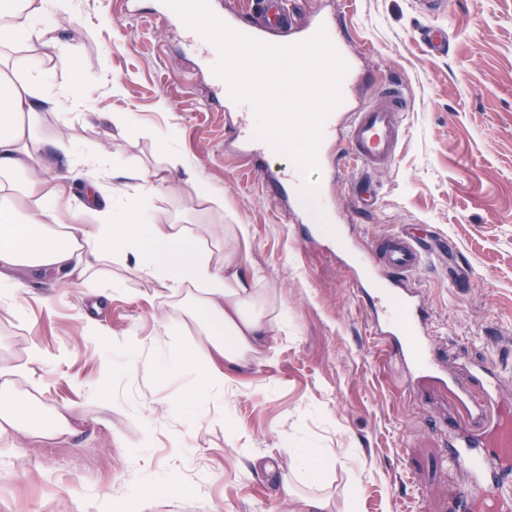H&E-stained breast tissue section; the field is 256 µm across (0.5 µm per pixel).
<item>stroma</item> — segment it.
I'll return each mask as SVG.
<instances>
[{
	"instance_id": "stroma-1",
	"label": "stroma",
	"mask_w": 512,
	"mask_h": 512,
	"mask_svg": "<svg viewBox=\"0 0 512 512\" xmlns=\"http://www.w3.org/2000/svg\"><path fill=\"white\" fill-rule=\"evenodd\" d=\"M75 4L52 18L48 52L68 46L82 57L81 79L59 67L54 81L78 84L94 110L41 112L52 156L104 150L130 170L166 171L153 200L161 223L218 233L247 225L242 254L259 273L257 288L285 307L288 330L267 356L227 373L223 400L193 402L194 374L167 365L171 344L201 340L186 295L115 263L106 310L91 318L83 289L20 269L31 291L0 303V365L24 363L31 345L45 349L50 365L33 367L15 390L45 417L67 412L72 431L0 438V512H79L83 501L138 487L156 491L148 512H286L279 467L294 448L335 454L320 475L338 512H451L473 475L451 457L460 404L449 375L483 367L512 400V0H449L434 18L414 0H288L300 20L344 14L349 47L365 59L357 95H374L396 74L410 102L401 149L374 176L375 207H355L354 170L330 185L349 248L410 224L450 235L460 251L458 261H428L411 278L430 336L450 351L447 373L414 388L394 340L375 335L335 238L307 235L287 198L256 178L266 162L228 138L233 116L214 98L210 71L176 28L153 19L160 0ZM434 22L448 29L447 54L423 45ZM118 114L130 118L122 136L112 125ZM190 171L210 201L194 202ZM47 294L49 309L40 302ZM134 361L142 370L130 371ZM203 412L224 421L199 424Z\"/></svg>"
}]
</instances>
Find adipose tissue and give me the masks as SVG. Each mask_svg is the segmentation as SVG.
<instances>
[{
	"mask_svg": "<svg viewBox=\"0 0 512 512\" xmlns=\"http://www.w3.org/2000/svg\"><path fill=\"white\" fill-rule=\"evenodd\" d=\"M73 0H0V44L25 36L30 81L16 86L0 68V299L12 301L26 291L12 277L26 266L63 274L69 287L101 291V269L120 261L140 275L154 278L177 294L194 288V315L203 335L187 352L200 390L220 392L224 373L244 370L261 358L272 340L288 329V316L275 311L256 288L236 244L247 239L243 224L228 227L222 243L212 244L209 225L189 228L161 224L152 202L165 188V174H135L123 195L135 219L117 224L111 208H96L74 199L70 180L85 181L88 196L101 190L100 175L111 164L109 155L72 151L64 175L47 179V145L38 127L45 107H56L75 96L74 88L56 87L45 66L48 22L70 11ZM46 353L30 347L25 364L0 367V437L38 430L52 439L65 414L48 422L13 392L15 377L29 364L46 361ZM319 448H295L280 479V494L293 512H334L332 495L319 479Z\"/></svg>",
	"mask_w": 512,
	"mask_h": 512,
	"instance_id": "adipose-tissue-1",
	"label": "adipose tissue"
}]
</instances>
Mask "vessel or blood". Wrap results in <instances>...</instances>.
<instances>
[{
  "mask_svg": "<svg viewBox=\"0 0 512 512\" xmlns=\"http://www.w3.org/2000/svg\"><path fill=\"white\" fill-rule=\"evenodd\" d=\"M221 20L235 32L278 46L296 45L325 31L348 70L341 83L343 96L323 124L322 145L317 149L319 169L330 170L325 146L335 141L345 143L353 166L365 173L395 158L409 100L397 80L388 83L375 97L352 96L363 67L349 51L337 15L317 13L307 23L297 25L292 23L281 0H264L260 21L226 14ZM181 31L186 46L206 66L212 68L219 63L220 51L215 44L190 26H182ZM228 108L236 114L231 134L242 151L250 155L275 153V145L255 139L256 119L249 104L230 101ZM263 176L269 187L289 195L295 204H302L305 175L300 161L265 169ZM433 251V246L404 229L381 239L367 251H355L348 257L357 272L360 298L374 311L376 334L402 337V353L412 366L411 379L415 382L432 378L440 369V351L428 336L423 297L410 285L412 273ZM450 384L462 405L455 420L460 440L454 455L468 462L474 478L473 485L457 494L456 512H512V499L497 494L498 483L488 473L493 465L502 476L512 475V404L500 401L498 384L491 378L470 373L452 377Z\"/></svg>",
  "mask_w": 512,
  "mask_h": 512,
  "instance_id": "vessel-or-blood-1",
  "label": "vessel or blood"
}]
</instances>
